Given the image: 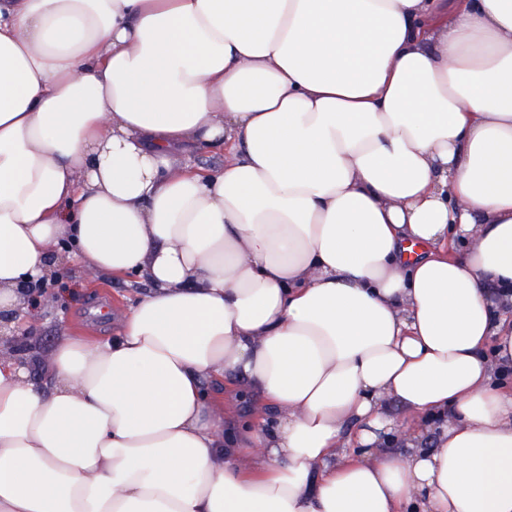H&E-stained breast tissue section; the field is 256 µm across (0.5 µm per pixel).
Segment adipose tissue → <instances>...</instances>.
Here are the masks:
<instances>
[{
  "instance_id": "obj_1",
  "label": "adipose tissue",
  "mask_w": 512,
  "mask_h": 512,
  "mask_svg": "<svg viewBox=\"0 0 512 512\" xmlns=\"http://www.w3.org/2000/svg\"><path fill=\"white\" fill-rule=\"evenodd\" d=\"M66 257L150 289L0 358V512H512V0H0V311Z\"/></svg>"
}]
</instances>
